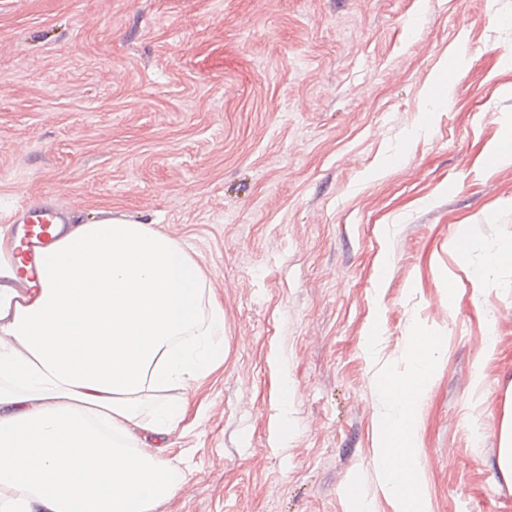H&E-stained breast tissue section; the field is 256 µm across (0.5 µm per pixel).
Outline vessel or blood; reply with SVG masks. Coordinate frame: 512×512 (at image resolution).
<instances>
[{
	"mask_svg": "<svg viewBox=\"0 0 512 512\" xmlns=\"http://www.w3.org/2000/svg\"><path fill=\"white\" fill-rule=\"evenodd\" d=\"M11 221L17 226L19 239L14 255L25 265L20 273L19 285L25 288L36 279L34 264L37 253L53 241L55 225L67 223L68 218L64 210L49 204L34 207L22 205L14 211Z\"/></svg>",
	"mask_w": 512,
	"mask_h": 512,
	"instance_id": "obj_1",
	"label": "vessel or blood"
}]
</instances>
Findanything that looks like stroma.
I'll list each match as a JSON object with an SVG mask.
<instances>
[{"label": "stroma", "instance_id": "35a3bbf8", "mask_svg": "<svg viewBox=\"0 0 512 512\" xmlns=\"http://www.w3.org/2000/svg\"><path fill=\"white\" fill-rule=\"evenodd\" d=\"M511 130L512 0H0V234L44 201L148 224L224 308L155 512H400L377 380L418 335L426 512H512V266L475 278ZM497 468L503 476L512 478V424L505 426L501 433V448Z\"/></svg>", "mask_w": 512, "mask_h": 512}]
</instances>
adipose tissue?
Segmentation results:
<instances>
[{
  "label": "adipose tissue",
  "mask_w": 512,
  "mask_h": 512,
  "mask_svg": "<svg viewBox=\"0 0 512 512\" xmlns=\"http://www.w3.org/2000/svg\"><path fill=\"white\" fill-rule=\"evenodd\" d=\"M39 271L18 297L0 249V512H154L186 478L170 437L224 362V309L183 246L147 224L70 227ZM410 359L379 377L374 466L402 512H424L411 425L434 352L421 342Z\"/></svg>",
  "instance_id": "obj_1"
}]
</instances>
